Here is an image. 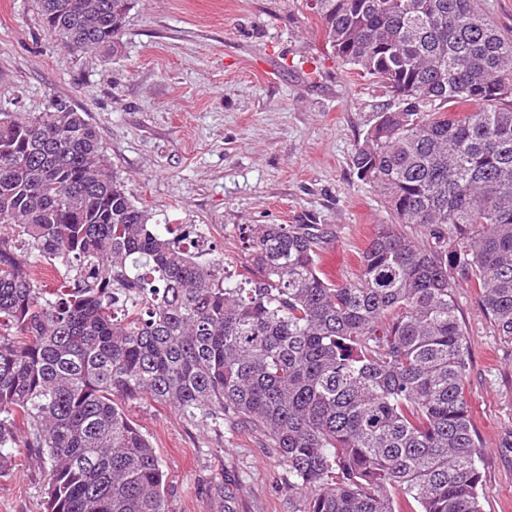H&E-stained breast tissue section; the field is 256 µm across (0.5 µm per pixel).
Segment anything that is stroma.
Listing matches in <instances>:
<instances>
[{"label": "stroma", "mask_w": 512, "mask_h": 512, "mask_svg": "<svg viewBox=\"0 0 512 512\" xmlns=\"http://www.w3.org/2000/svg\"><path fill=\"white\" fill-rule=\"evenodd\" d=\"M305 2L133 0L107 58L47 34L37 0H0V111L70 101L153 223L192 226L230 270L244 261L243 225L320 224L318 264L335 261L336 282L354 279L391 216L351 157L394 100L332 53ZM457 303L482 510L512 512V345L476 289L459 288ZM125 409L161 461L170 512H300L259 431L193 426L147 396ZM49 482L48 465L17 453L0 472V512H45Z\"/></svg>", "instance_id": "1"}]
</instances>
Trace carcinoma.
Returning <instances> with one entry per match:
<instances>
[{
  "instance_id": "carcinoma-1",
  "label": "carcinoma",
  "mask_w": 512,
  "mask_h": 512,
  "mask_svg": "<svg viewBox=\"0 0 512 512\" xmlns=\"http://www.w3.org/2000/svg\"><path fill=\"white\" fill-rule=\"evenodd\" d=\"M132 0H40L69 48L115 50ZM399 106L354 148L392 215L342 284L318 224H247L237 275L150 223L62 99L0 112V462L50 464L46 512H169L122 403L264 433L301 512H482L456 288L512 345V36L478 0H306ZM425 230L420 241L402 228ZM51 266L47 288L33 268Z\"/></svg>"
}]
</instances>
